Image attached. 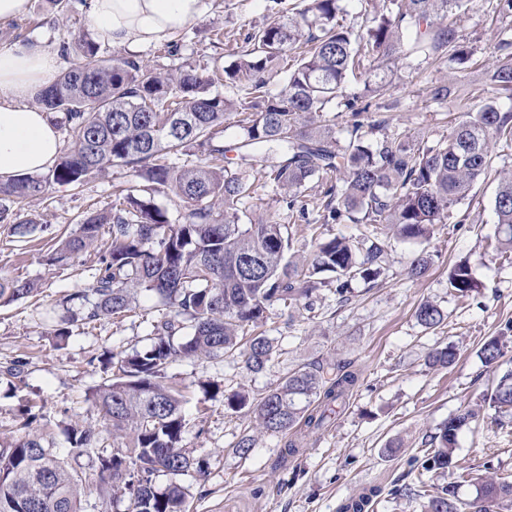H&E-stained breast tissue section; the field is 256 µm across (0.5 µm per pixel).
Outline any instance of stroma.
I'll use <instances>...</instances> for the list:
<instances>
[{
	"label": "stroma",
	"mask_w": 512,
	"mask_h": 512,
	"mask_svg": "<svg viewBox=\"0 0 512 512\" xmlns=\"http://www.w3.org/2000/svg\"><path fill=\"white\" fill-rule=\"evenodd\" d=\"M290 2L209 0L207 10L178 35L185 60L202 69L215 62L230 65L245 48L248 33L279 19ZM494 6V0H469L456 18L462 45L483 60L491 58L504 29L512 27V17L496 16ZM83 35L96 37L87 8L60 13L50 0H31L26 17L0 24V46L26 37L55 51ZM384 77L370 116L383 121L386 133L422 146L447 136L459 106L488 84L484 68L451 67L421 56ZM433 84L449 89L443 105L426 101L425 89ZM496 153L494 172L454 208L448 223L435 226L428 240L405 241L384 233L381 275L371 283L353 281L348 301L339 302L321 288L312 294L310 309L271 305L261 330L276 353L261 371L248 370L237 356L185 358L168 366V382L185 396L188 425L182 446L208 466L205 477L191 473L180 479L190 512H339L342 502L371 487L381 490L372 512H421L424 496L459 483L460 472L512 481V414L489 411L460 432L448 468L424 473L420 495L397 493L408 472L420 466L425 438L478 401L498 369L512 368V344L497 368L485 365L480 354L484 342L512 322V259L501 258L490 246L496 230L495 191L501 173L512 171V148L501 144ZM132 178L129 171L107 169L82 187L56 185L47 197L16 206L11 223L30 219L37 225L26 241L11 235V223L0 224V277L26 279L37 287L34 296L0 306V370L18 367L17 376L0 373V442L21 436L22 407L30 405L31 431L46 435L91 480L97 477L95 462L72 453L65 430L75 423L102 429L89 399L106 378L102 354L148 348L151 323L167 308L160 298L144 293L136 314L74 327L65 342H56L45 313L91 286L99 255L81 253L53 266L44 257L54 246V235L77 230L87 213L110 209L113 184ZM250 180L253 192L241 207L242 223L275 217L293 233L292 253L311 259L314 243L307 222L288 210L284 190L257 173ZM421 254L429 255L430 265L422 277H410L409 266ZM461 261L470 263L479 284L467 298L448 286L449 268ZM426 300L445 314L437 328H424L415 318L417 306ZM449 345L457 349L455 364L429 366V353ZM310 364L331 374L340 365L358 373L346 406L336 409L318 434L259 429L251 403L276 388L289 371ZM235 392L246 395L249 407L225 410V396ZM246 434L253 437L254 448L243 460L233 449ZM292 440L297 443L293 454L288 451ZM459 485L461 498L473 497V486Z\"/></svg>",
	"instance_id": "obj_1"
}]
</instances>
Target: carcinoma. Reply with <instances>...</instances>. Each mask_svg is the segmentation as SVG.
Instances as JSON below:
<instances>
[{"mask_svg":"<svg viewBox=\"0 0 512 512\" xmlns=\"http://www.w3.org/2000/svg\"><path fill=\"white\" fill-rule=\"evenodd\" d=\"M395 8L376 14L370 24L354 28L339 21L342 0H303V6L247 37L248 48L224 68V81L238 89L229 99L210 91L218 73L203 75L183 62L164 72L142 60L116 52L98 56L97 46L81 38L60 45L63 55L77 48L79 61L51 85L37 92L46 110L61 115L72 147L45 176L25 175L0 185V222L17 204L45 195L53 185L78 188L105 168L128 170L144 182L142 193L113 185L112 206L86 216L76 232L59 243L48 262L61 264L71 255L105 247L88 291L69 300L83 302V319L118 317L136 308V295L147 292L170 308L153 324L144 351L109 353L103 369L110 379L92 393L106 429L121 439V449L100 445V433L75 425L68 432L71 448L95 455L100 484L127 501V512H189L177 477L205 475L207 463L181 446L187 423L184 399L163 380L165 368L180 358H217L235 353L250 371L262 370L274 354L272 341L247 326L264 318L268 306L290 307L320 287L335 285L346 300L351 282L367 283L381 273L386 253L379 239L361 248L345 236L320 239L313 258L299 262L288 255V228L268 218L242 224L239 205L250 197L247 168L260 171L288 192V208L306 210L301 189L311 180L336 177L324 191L323 223L347 218L378 232L387 225L404 240H427L437 224L467 198L494 167L493 144H512V36L499 39L495 61L485 67L490 88L511 104L482 96L455 118L448 138L421 147L399 137H366L361 120L370 103L344 95L349 78L367 69L389 68L411 35L409 53L426 59L463 64L455 23L437 18L452 14L464 0H392ZM284 81L277 94L275 78ZM332 106L352 112L345 143L312 128L308 116ZM233 112L242 130L232 146L224 144V116ZM197 149L204 162L176 166L171 158ZM234 152L239 169L224 166ZM171 192L180 201L178 222L149 194ZM497 225L494 250L512 256V174L503 176L494 198ZM362 217L357 218L355 214ZM108 240H103V234ZM448 288L464 297L478 288L471 265L457 264ZM35 291L34 283L0 278V300H19ZM418 322L435 329L443 311L430 301L415 311ZM189 333H184L185 329ZM512 340V325L481 349L484 363L502 357L503 340ZM457 359L451 346L434 350L429 364L446 369ZM358 376L336 367L325 380L324 367L302 366L289 372L277 388L254 405L260 428L286 433L301 422L318 430L332 407L341 404ZM483 405L512 413V370L504 372ZM480 411L468 408L448 418L430 436L425 470L452 464L460 431ZM172 477L158 491L153 478ZM475 496L463 502L450 484L430 496L423 512H512V482L473 479ZM93 484L68 466L41 434L28 432L0 444V512H82L83 497ZM379 490L373 488L343 503L339 512H369Z\"/></svg>","mask_w":512,"mask_h":512,"instance_id":"obj_1","label":"carcinoma"}]
</instances>
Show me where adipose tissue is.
Returning <instances> with one entry per match:
<instances>
[{
  "label": "adipose tissue",
  "instance_id": "1",
  "mask_svg": "<svg viewBox=\"0 0 512 512\" xmlns=\"http://www.w3.org/2000/svg\"><path fill=\"white\" fill-rule=\"evenodd\" d=\"M207 0H91L89 26L112 45L135 50L182 31ZM58 54L36 43L0 47V182L51 169L62 146L50 113L28 97L55 79Z\"/></svg>",
  "mask_w": 512,
  "mask_h": 512
}]
</instances>
